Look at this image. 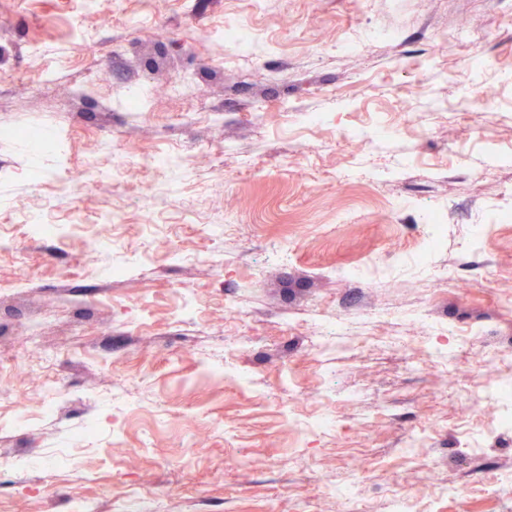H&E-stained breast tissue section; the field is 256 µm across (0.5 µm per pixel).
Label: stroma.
<instances>
[{
  "label": "stroma",
  "mask_w": 512,
  "mask_h": 512,
  "mask_svg": "<svg viewBox=\"0 0 512 512\" xmlns=\"http://www.w3.org/2000/svg\"><path fill=\"white\" fill-rule=\"evenodd\" d=\"M500 351L512 0H0V512H512Z\"/></svg>",
  "instance_id": "35a3bbf8"
}]
</instances>
